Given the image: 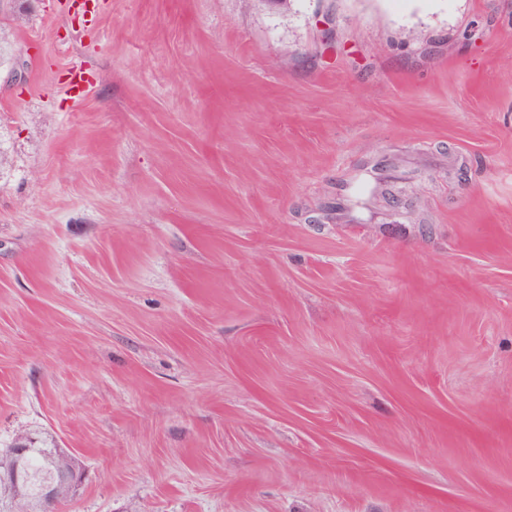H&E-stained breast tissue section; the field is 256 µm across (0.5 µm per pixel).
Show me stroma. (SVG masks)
<instances>
[{"mask_svg":"<svg viewBox=\"0 0 512 512\" xmlns=\"http://www.w3.org/2000/svg\"><path fill=\"white\" fill-rule=\"evenodd\" d=\"M0 27V448L72 453L53 512H512V0Z\"/></svg>","mask_w":512,"mask_h":512,"instance_id":"stroma-1","label":"stroma"}]
</instances>
